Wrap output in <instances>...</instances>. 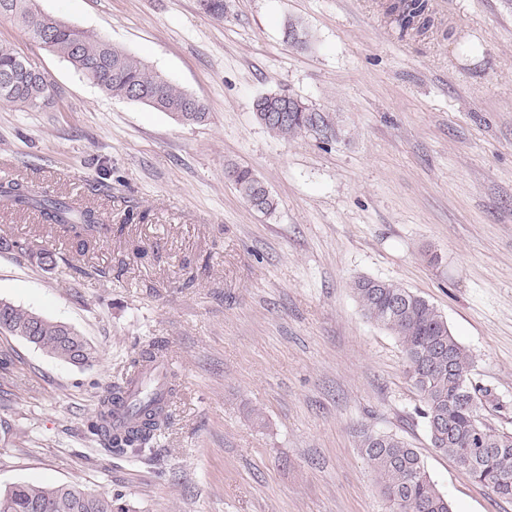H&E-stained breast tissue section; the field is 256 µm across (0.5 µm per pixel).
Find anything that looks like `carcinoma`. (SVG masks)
<instances>
[{
  "label": "carcinoma",
  "mask_w": 512,
  "mask_h": 512,
  "mask_svg": "<svg viewBox=\"0 0 512 512\" xmlns=\"http://www.w3.org/2000/svg\"><path fill=\"white\" fill-rule=\"evenodd\" d=\"M199 3L207 15L224 19L227 0ZM389 13L402 36L432 25L428 0H395ZM0 16L16 19L33 40L112 98L135 100L185 124H202L208 119L202 101L176 88L142 58L41 12L36 0H0ZM285 38L294 46L305 47L309 34L301 24L290 21ZM54 92L53 83L33 60L0 43V103L27 111L48 102ZM254 115L269 133L283 140L313 132V108L286 94L261 96L254 103ZM224 174L252 209L263 214L276 210V199L251 169L230 163ZM0 206L37 211L42 223L58 225L81 255L124 231L122 224L104 223L92 207L77 209L55 194H37L19 179L0 182ZM354 291L366 317L400 342L408 376L426 404L423 417L435 448L475 482L512 501V434L494 429L485 444L477 435L480 407L461 396V375L471 371L472 357L452 334L448 321L424 298L393 282L360 279ZM0 334L18 336L71 365L89 366L96 358V350L71 326L6 300L0 301ZM162 350L160 344L150 341L134 352L130 366L139 372ZM176 395L177 389H171L164 403L149 383H142L129 425L117 429L112 427V407L124 405L125 386L116 384L99 399L87 430L108 451L139 456L153 448L168 428L169 409ZM362 448L391 512H452L419 454L403 440L366 432ZM118 501L117 495L72 484L17 483L0 490V512H128Z\"/></svg>",
  "instance_id": "carcinoma-1"
}]
</instances>
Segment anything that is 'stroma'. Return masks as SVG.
<instances>
[{"label":"stroma","mask_w":512,"mask_h":512,"mask_svg":"<svg viewBox=\"0 0 512 512\" xmlns=\"http://www.w3.org/2000/svg\"><path fill=\"white\" fill-rule=\"evenodd\" d=\"M391 2L230 0L219 22L198 0H37L204 102L199 125L107 97L0 16V42L57 89L0 105V179L108 224L148 214L82 257L35 211L0 207V235L57 256L48 270L0 252V298L97 351L76 367L0 335V489L72 483L129 512H390L369 430L414 448L454 512H512L432 446L398 339L353 290L391 281L432 303L489 392L484 420L512 433V0H430L432 31L404 38ZM273 92L328 112L335 140L269 134L253 104ZM230 162L273 214L225 180ZM151 339L179 389L153 458L90 447L100 395ZM224 174L252 209L263 214H272L276 210V199L251 169L230 163L225 166Z\"/></svg>","instance_id":"obj_1"}]
</instances>
